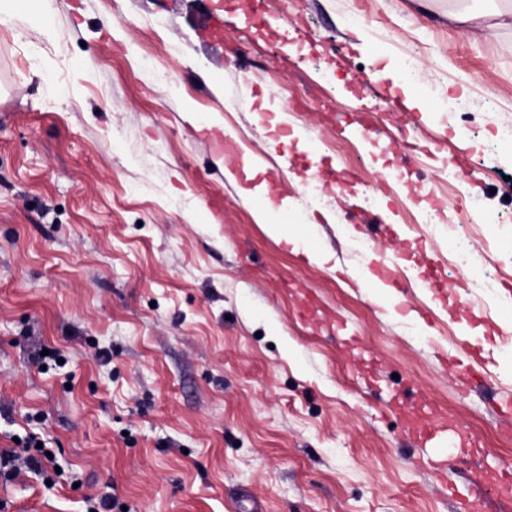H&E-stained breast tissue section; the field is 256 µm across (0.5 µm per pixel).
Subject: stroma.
<instances>
[{"instance_id":"obj_1","label":"stroma","mask_w":512,"mask_h":512,"mask_svg":"<svg viewBox=\"0 0 512 512\" xmlns=\"http://www.w3.org/2000/svg\"><path fill=\"white\" fill-rule=\"evenodd\" d=\"M253 2L0 12V451L52 455L0 512H512V28L447 20L512 0ZM222 127L340 273L256 224ZM426 214L486 218L483 304Z\"/></svg>"}]
</instances>
